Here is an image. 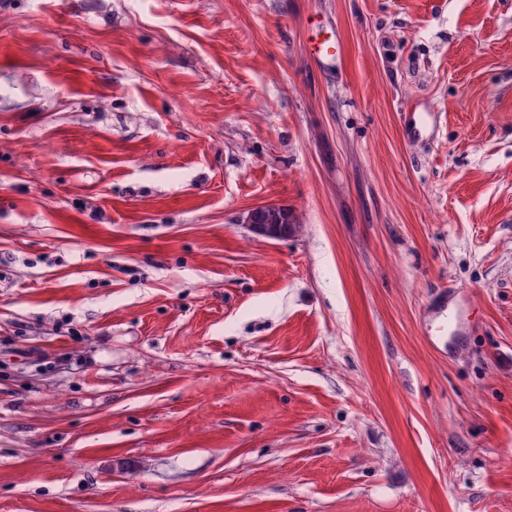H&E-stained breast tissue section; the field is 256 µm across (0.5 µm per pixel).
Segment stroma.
Returning a JSON list of instances; mask_svg holds the SVG:
<instances>
[{
	"label": "stroma",
	"instance_id": "obj_1",
	"mask_svg": "<svg viewBox=\"0 0 512 512\" xmlns=\"http://www.w3.org/2000/svg\"><path fill=\"white\" fill-rule=\"evenodd\" d=\"M505 448L512 0H0V512H512ZM440 123V112L434 107L424 112H405L404 130L409 140L430 138L435 135ZM282 206L277 204H267L247 213L242 223L247 224L250 231L259 237L265 238H288L292 232L289 228H294L292 220L288 221L286 212L277 210ZM465 294L454 289L440 291L426 310L423 323L429 336L427 340L440 354H450L459 336H463L468 327ZM448 332L455 342L448 341Z\"/></svg>",
	"mask_w": 512,
	"mask_h": 512
}]
</instances>
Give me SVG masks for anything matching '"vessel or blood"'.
Returning a JSON list of instances; mask_svg holds the SVG:
<instances>
[{"label": "vessel or blood", "instance_id": "1", "mask_svg": "<svg viewBox=\"0 0 512 512\" xmlns=\"http://www.w3.org/2000/svg\"><path fill=\"white\" fill-rule=\"evenodd\" d=\"M440 114L435 109L408 112L404 115V130L409 140H419L435 135ZM464 294L454 289L440 291L426 310L423 323L431 346L440 354H449L453 338L462 336L468 327Z\"/></svg>", "mask_w": 512, "mask_h": 512}]
</instances>
